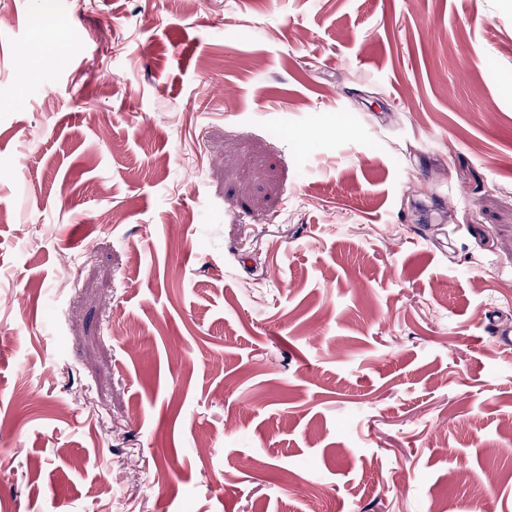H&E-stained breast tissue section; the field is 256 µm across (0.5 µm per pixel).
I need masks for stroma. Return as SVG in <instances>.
<instances>
[{
  "label": "stroma",
  "instance_id": "1",
  "mask_svg": "<svg viewBox=\"0 0 512 512\" xmlns=\"http://www.w3.org/2000/svg\"><path fill=\"white\" fill-rule=\"evenodd\" d=\"M38 16L0 0V512H512V0Z\"/></svg>",
  "mask_w": 512,
  "mask_h": 512
}]
</instances>
